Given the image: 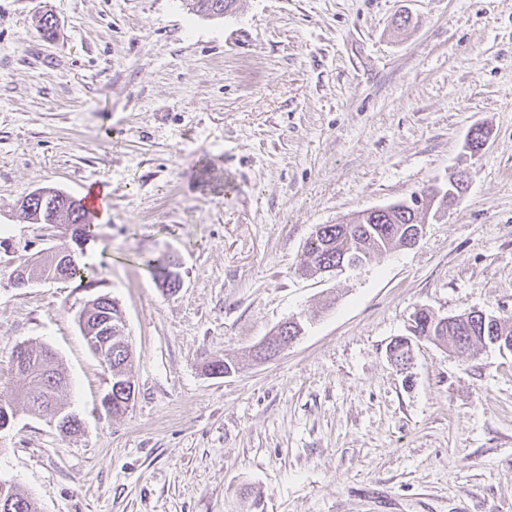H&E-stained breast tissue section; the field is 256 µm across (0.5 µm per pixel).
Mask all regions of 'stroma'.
Here are the masks:
<instances>
[{
  "instance_id": "stroma-1",
  "label": "stroma",
  "mask_w": 512,
  "mask_h": 512,
  "mask_svg": "<svg viewBox=\"0 0 512 512\" xmlns=\"http://www.w3.org/2000/svg\"><path fill=\"white\" fill-rule=\"evenodd\" d=\"M460 175L417 245L300 274L318 225ZM95 184L99 289L13 287L20 261L68 243L20 200ZM162 252L171 295L141 263ZM100 293L133 353L118 417L77 322ZM422 307L512 316V0H238L221 18L0 0V398L13 348L46 346L84 423L67 437L21 409L0 432V478L38 512H512V351L418 339L400 371L388 346ZM292 317L304 334L254 361ZM216 356L236 370L208 374ZM288 327L286 321L278 324L269 334L265 336L256 346V349L261 351V353L270 354L272 357L277 356L287 347H289L292 342L294 343L297 338L292 340H288V342H283L282 339L284 336H280L281 332ZM293 329L295 333H297L296 327H288L283 331L285 333L286 339L292 337L290 334V330ZM289 344V345H288Z\"/></svg>"
}]
</instances>
